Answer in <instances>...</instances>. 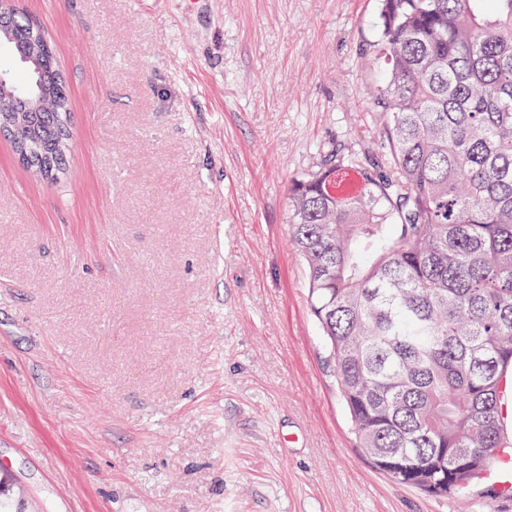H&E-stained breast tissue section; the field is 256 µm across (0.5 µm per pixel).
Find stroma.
Instances as JSON below:
<instances>
[{
    "label": "stroma",
    "instance_id": "stroma-1",
    "mask_svg": "<svg viewBox=\"0 0 512 512\" xmlns=\"http://www.w3.org/2000/svg\"><path fill=\"white\" fill-rule=\"evenodd\" d=\"M69 89L0 132V478L24 512H475L356 448L288 191L373 146L377 0H17ZM14 2L0 1V14L13 15L12 44L16 50L21 48L23 52L31 49L39 51L41 60L38 69L32 64L21 65L22 76L9 73L16 85L27 89V95L1 98V91L12 94L1 81L0 122L3 113L11 115V122L7 126L0 125V129L13 133L14 149L27 167L42 178L53 180L64 165L70 136L68 88L56 66L53 45L40 27L17 10ZM42 88L47 95L42 100L41 112H37L40 110V99L31 104L33 112H28L27 99L40 97Z\"/></svg>",
    "mask_w": 512,
    "mask_h": 512
}]
</instances>
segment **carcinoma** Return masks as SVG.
<instances>
[{"label": "carcinoma", "mask_w": 512, "mask_h": 512, "mask_svg": "<svg viewBox=\"0 0 512 512\" xmlns=\"http://www.w3.org/2000/svg\"><path fill=\"white\" fill-rule=\"evenodd\" d=\"M365 55L379 70L372 151L289 193L310 309L357 447L430 496L461 492L506 447L512 370V0H380ZM13 16V46L40 52L0 97L27 167L55 179L70 136L67 85L40 27ZM46 92L39 112L27 99Z\"/></svg>", "instance_id": "carcinoma-1"}]
</instances>
